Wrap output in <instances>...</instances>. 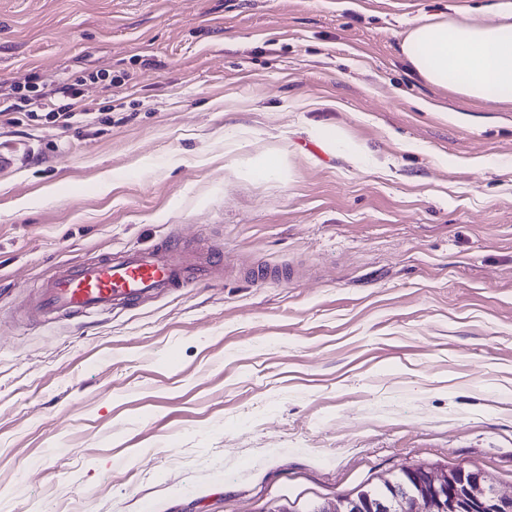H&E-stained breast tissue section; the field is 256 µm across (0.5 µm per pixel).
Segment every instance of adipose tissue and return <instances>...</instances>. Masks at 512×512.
Returning <instances> with one entry per match:
<instances>
[{
  "instance_id": "ef3b65f1",
  "label": "adipose tissue",
  "mask_w": 512,
  "mask_h": 512,
  "mask_svg": "<svg viewBox=\"0 0 512 512\" xmlns=\"http://www.w3.org/2000/svg\"><path fill=\"white\" fill-rule=\"evenodd\" d=\"M403 52L431 85L472 99L512 103V14L494 23L470 14L421 17L406 32Z\"/></svg>"
}]
</instances>
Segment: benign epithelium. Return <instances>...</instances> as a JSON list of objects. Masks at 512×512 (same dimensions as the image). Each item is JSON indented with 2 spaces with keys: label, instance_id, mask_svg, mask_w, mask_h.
Masks as SVG:
<instances>
[{
  "label": "benign epithelium",
  "instance_id": "1",
  "mask_svg": "<svg viewBox=\"0 0 512 512\" xmlns=\"http://www.w3.org/2000/svg\"><path fill=\"white\" fill-rule=\"evenodd\" d=\"M388 491L365 490L316 507V512H512V493L489 483L465 466L438 471L426 466L405 469V479L383 480Z\"/></svg>",
  "mask_w": 512,
  "mask_h": 512
}]
</instances>
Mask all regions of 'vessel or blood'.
Listing matches in <instances>:
<instances>
[{"instance_id":"1","label":"vessel or blood","mask_w":512,"mask_h":512,"mask_svg":"<svg viewBox=\"0 0 512 512\" xmlns=\"http://www.w3.org/2000/svg\"><path fill=\"white\" fill-rule=\"evenodd\" d=\"M223 253L196 255L170 237L148 247H131L64 269L40 293L42 316L107 313L166 296L188 282L211 279L223 268Z\"/></svg>"}]
</instances>
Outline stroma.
Segmentation results:
<instances>
[{"label": "stroma", "instance_id": "1", "mask_svg": "<svg viewBox=\"0 0 512 512\" xmlns=\"http://www.w3.org/2000/svg\"><path fill=\"white\" fill-rule=\"evenodd\" d=\"M503 2L0 0V109L85 108L0 116L33 147L0 172V512H310L414 465L512 490V104L402 49ZM175 234L226 275L33 319L60 267Z\"/></svg>", "mask_w": 512, "mask_h": 512}]
</instances>
